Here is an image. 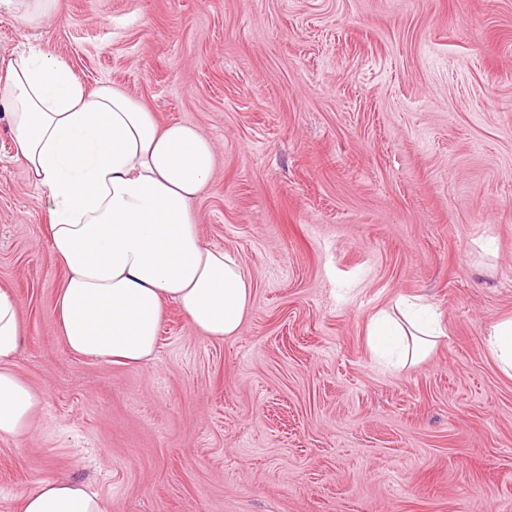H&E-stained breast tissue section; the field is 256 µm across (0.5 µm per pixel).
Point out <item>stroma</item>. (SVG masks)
<instances>
[{
  "label": "stroma",
  "mask_w": 512,
  "mask_h": 512,
  "mask_svg": "<svg viewBox=\"0 0 512 512\" xmlns=\"http://www.w3.org/2000/svg\"><path fill=\"white\" fill-rule=\"evenodd\" d=\"M36 47L216 145L205 245L253 278L238 336L168 308L152 361L68 351L46 195L0 112V285L21 302L34 430L0 439V512L42 479L112 512H512V0H56L0 8ZM426 299L448 330L384 370L370 318ZM56 0H1L5 8L29 27H38L55 12ZM488 345L501 372L512 378V318L491 325Z\"/></svg>",
  "instance_id": "stroma-1"
}]
</instances>
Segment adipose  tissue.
Wrapping results in <instances>:
<instances>
[{"mask_svg":"<svg viewBox=\"0 0 512 512\" xmlns=\"http://www.w3.org/2000/svg\"><path fill=\"white\" fill-rule=\"evenodd\" d=\"M0 110L15 154L47 197L45 236L66 277L53 305L69 351L119 364L154 353L168 306L201 335H239L253 282L228 252L205 246L196 203L214 168L211 140L190 124H160L116 85L88 89L39 49L0 57ZM19 302L0 286V438L32 429L40 396L19 375ZM444 331L419 298L375 315L368 344L386 367L423 360ZM21 512H111L82 482L44 479Z\"/></svg>","mask_w":512,"mask_h":512,"instance_id":"1","label":"adipose tissue"}]
</instances>
